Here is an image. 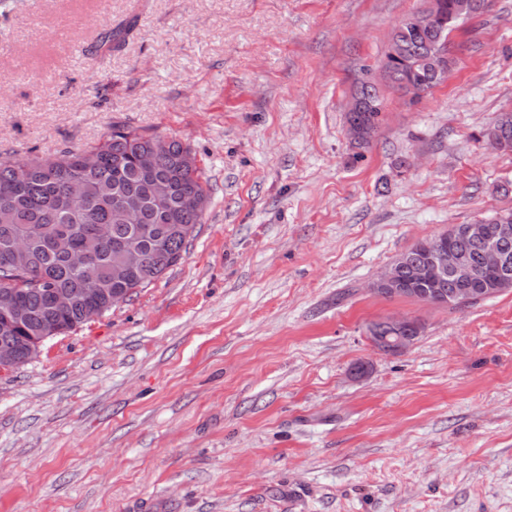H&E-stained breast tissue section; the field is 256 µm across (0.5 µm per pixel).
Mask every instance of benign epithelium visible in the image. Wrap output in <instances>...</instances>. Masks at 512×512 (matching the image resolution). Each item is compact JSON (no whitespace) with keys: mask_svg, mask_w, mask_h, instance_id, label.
Wrapping results in <instances>:
<instances>
[{"mask_svg":"<svg viewBox=\"0 0 512 512\" xmlns=\"http://www.w3.org/2000/svg\"><path fill=\"white\" fill-rule=\"evenodd\" d=\"M386 77V69L376 75H364L358 81L363 92L353 99L346 113V132L352 141L365 132L369 139L377 136V128L367 130L358 127L354 113L364 111L366 103L374 95L381 79ZM449 235H460L479 248V257L473 258L468 252L458 249L451 243L431 245L418 240L423 257L418 263H410L401 258L391 263L369 284V290L377 295L396 294L405 286L415 287V291L443 281L453 286L451 297L463 308L491 296L495 287L512 282V261L500 251L498 243L512 237V224H466L459 230L449 231ZM421 325L405 317H387L368 327L367 335L374 348L386 354H398L407 350L419 337Z\"/></svg>","mask_w":512,"mask_h":512,"instance_id":"benign-epithelium-1","label":"benign epithelium"}]
</instances>
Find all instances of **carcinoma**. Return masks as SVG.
<instances>
[{
    "label": "carcinoma",
    "instance_id": "cac0c4a2",
    "mask_svg": "<svg viewBox=\"0 0 512 512\" xmlns=\"http://www.w3.org/2000/svg\"><path fill=\"white\" fill-rule=\"evenodd\" d=\"M473 2L428 0L427 10L436 14L429 28L418 32L404 22L392 30L383 59L392 87L402 90L410 84L419 99L437 86L431 74L437 71L442 77L449 72V35L459 20L469 17ZM134 29L135 22L127 20L101 33L97 52L119 49ZM382 110V98L376 96L357 119L378 127ZM500 135L501 150L512 152V110L499 113L483 131L487 139ZM157 139L115 126L99 143L65 148L45 164L37 156L0 158V291L21 290L22 311L10 327L0 317V343L22 349L31 336L64 335L80 323L87 308L112 309V296L87 294L84 289L105 288L130 296L182 259L203 220L204 209L198 203H208L209 196L198 166L185 160L191 149L176 138L168 139L155 154L151 170L141 168V156L152 151ZM84 153L95 157L89 168L80 162ZM73 181L81 183L79 205L66 196ZM158 182L172 188L164 202L154 198ZM102 225L108 229L107 238L88 267L76 266L69 250L57 248L65 241L70 250L81 249ZM18 240L27 245V264L15 273L11 265ZM119 270L127 271L126 280L113 279ZM53 291L74 295V305L54 308Z\"/></svg>",
    "mask_w": 512,
    "mask_h": 512
}]
</instances>
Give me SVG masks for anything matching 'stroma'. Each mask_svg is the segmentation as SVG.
Segmentation results:
<instances>
[{
	"mask_svg": "<svg viewBox=\"0 0 512 512\" xmlns=\"http://www.w3.org/2000/svg\"><path fill=\"white\" fill-rule=\"evenodd\" d=\"M426 0H21L0 14V157L113 126L175 137L209 202L182 259L0 373V512H512V290L369 291L418 240L512 210V0L457 23L444 84L344 111ZM132 18L125 45L95 49ZM422 331L387 355L370 323ZM371 365L356 378L354 366ZM386 77V69L385 66L382 64L380 72L377 75H363L360 77L361 79L357 82L359 85V90L363 89L364 94L362 92H359V94L356 96V98L353 99L350 106L347 108L346 113V132L348 135V138L350 139L351 143L354 142V140L358 139L361 134H365V129L359 128L358 123L354 121V113H357V119L361 122L370 123L374 126L371 128H367L369 132V139L373 141L377 136V126L380 127V116L383 110V102L382 98L375 96L369 104L366 106V110L364 112V108L366 103L369 101L371 96H373L374 89L378 87V84L380 82V79H385ZM371 141H359L356 140L355 143H353V146L359 150L366 151L369 149L373 142ZM500 135L504 140L499 149L512 152V110L499 113L494 122L483 131V137L487 139Z\"/></svg>",
	"mask_w": 512,
	"mask_h": 512,
	"instance_id": "stroma-1",
	"label": "stroma"
}]
</instances>
